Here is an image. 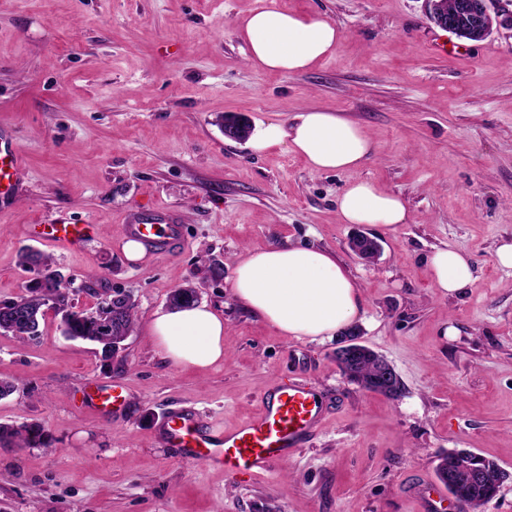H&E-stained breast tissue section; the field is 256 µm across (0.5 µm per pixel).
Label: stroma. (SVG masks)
<instances>
[{
	"label": "stroma",
	"mask_w": 512,
	"mask_h": 512,
	"mask_svg": "<svg viewBox=\"0 0 512 512\" xmlns=\"http://www.w3.org/2000/svg\"><path fill=\"white\" fill-rule=\"evenodd\" d=\"M267 0H0V142L24 176L0 207V301L34 275L30 247L52 256L77 308L104 290L132 295L137 322L119 360L63 336L0 334V423H40L41 448L0 447V512H419L438 457L475 452L506 473L479 512H512V30L470 41L435 27L423 0H277L342 33L309 70L252 66L236 27ZM310 108L361 125L376 144L357 173L317 172L283 148L254 153L224 135L290 123ZM404 198L407 223H341L352 177ZM175 212L187 230L174 254L129 262L120 226L140 207ZM96 224L73 248L39 240L36 224ZM377 238L373 262L351 249ZM305 245L332 252L359 288L362 342L404 385L395 401L341 374L335 339L282 335L234 297L248 251ZM467 254L474 280L435 288L428 259ZM220 268L212 276L211 268ZM194 286L224 318V359L206 369L164 360L149 333L169 296ZM307 379L327 400L316 434L271 472L228 475L186 461L160 438L164 418L194 409L232 428L279 378ZM126 389L117 413L87 392Z\"/></svg>",
	"instance_id": "1"
}]
</instances>
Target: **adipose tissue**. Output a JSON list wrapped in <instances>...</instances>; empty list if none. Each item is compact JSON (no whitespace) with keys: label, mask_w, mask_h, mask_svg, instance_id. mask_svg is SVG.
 <instances>
[{"label":"adipose tissue","mask_w":512,"mask_h":512,"mask_svg":"<svg viewBox=\"0 0 512 512\" xmlns=\"http://www.w3.org/2000/svg\"><path fill=\"white\" fill-rule=\"evenodd\" d=\"M251 65L283 74L308 70L331 56L342 34L323 17L282 10L256 9L237 27ZM253 151L284 148L305 159L317 172L361 168L374 144L358 124L323 109H307L290 124H260L250 140ZM345 224H372L391 230L407 223L405 201L372 180L358 178L337 197ZM433 282L452 296L473 281L470 258L442 248L428 259ZM233 294L250 312L285 335L325 339L351 326L363 299L345 267L324 249L276 246L248 252L236 265ZM149 331L165 359L185 367L207 368L224 358V320L204 305L157 314Z\"/></svg>","instance_id":"obj_1"}]
</instances>
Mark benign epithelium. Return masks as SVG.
I'll list each match as a JSON object with an SVG mask.
<instances>
[{"mask_svg":"<svg viewBox=\"0 0 512 512\" xmlns=\"http://www.w3.org/2000/svg\"><path fill=\"white\" fill-rule=\"evenodd\" d=\"M430 21L437 27L462 34L466 37L483 39L493 26H506L512 29V0H462L461 7L464 17L468 20L469 28L463 29L456 22L448 19L440 9V0H425ZM225 136L234 140L243 141L249 135V126L237 119L225 121ZM352 250L360 257H375L381 250L377 240L366 236L358 235L351 242ZM360 346L359 334L350 328L341 336L337 350L342 354L341 365L347 366L354 354L356 347ZM399 379L394 366L386 359L380 361L376 383L383 389L392 386V383Z\"/></svg>","mask_w":512,"mask_h":512,"instance_id":"1","label":"benign epithelium"}]
</instances>
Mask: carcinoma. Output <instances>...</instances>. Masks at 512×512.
<instances>
[{
    "label": "carcinoma",
    "instance_id": "cac0c4a2",
    "mask_svg": "<svg viewBox=\"0 0 512 512\" xmlns=\"http://www.w3.org/2000/svg\"><path fill=\"white\" fill-rule=\"evenodd\" d=\"M19 264L24 268L37 267L41 271L35 284L26 289L18 298L0 302V331L9 333L17 339L26 341L36 338V329L40 327L45 315L46 304H53L55 315L60 317L63 334L70 339H81L100 346L101 357L112 360V328H117L121 336L129 334L136 323V306L125 298H114L112 292L95 307L78 310L74 298L61 279L52 269V259L31 248L21 250ZM379 358L367 349L359 352L354 366L342 371L349 381L363 389L380 394L382 390L373 382L377 372ZM18 448H37L46 445L43 427L38 423H23L18 426L0 424V445ZM473 463L479 466L484 475L482 479L465 485L467 499L459 504L460 512H476L497 495L499 480L505 476L500 467L482 456L471 452L452 450L438 458L436 474L444 478L447 468L463 473L465 465Z\"/></svg>",
    "mask_w": 512,
    "mask_h": 512
}]
</instances>
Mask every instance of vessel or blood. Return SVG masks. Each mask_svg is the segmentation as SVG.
<instances>
[{
    "label": "vessel or blood",
    "instance_id": "vessel-or-blood-1",
    "mask_svg": "<svg viewBox=\"0 0 512 512\" xmlns=\"http://www.w3.org/2000/svg\"><path fill=\"white\" fill-rule=\"evenodd\" d=\"M21 178L17 156L0 151V200L8 198ZM36 236L57 246L70 248L97 235L93 224H38ZM122 236L139 241L150 254L172 253L185 242V226L170 213H157L154 220L128 222ZM89 401L105 412L119 410L124 401L120 383L95 387ZM326 407L316 388L304 379L278 382L259 400L258 412L246 422L226 429L205 425L191 412L169 415L163 427L166 444L184 449L187 459L224 468L235 474L271 470L287 459L318 430Z\"/></svg>",
    "mask_w": 512,
    "mask_h": 512
}]
</instances>
